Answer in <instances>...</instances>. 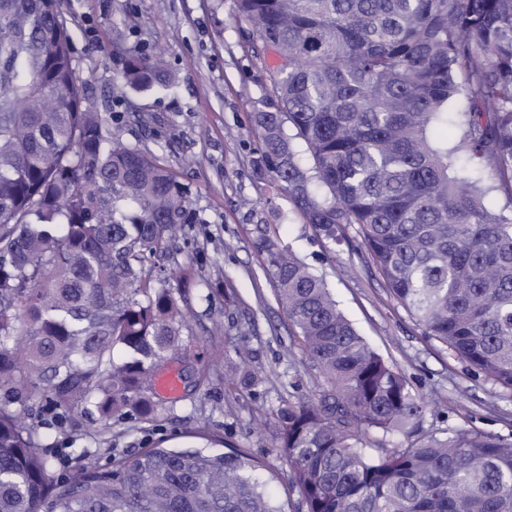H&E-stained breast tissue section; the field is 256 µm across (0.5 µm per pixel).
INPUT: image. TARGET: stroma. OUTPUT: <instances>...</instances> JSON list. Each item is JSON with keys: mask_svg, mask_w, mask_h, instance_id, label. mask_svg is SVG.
<instances>
[{"mask_svg": "<svg viewBox=\"0 0 512 512\" xmlns=\"http://www.w3.org/2000/svg\"><path fill=\"white\" fill-rule=\"evenodd\" d=\"M60 8L74 31L77 79L113 134L139 142L186 190V221L160 263L192 271L196 284L185 292L189 359L175 367L179 393L160 399L162 421L126 416L102 429L90 407L82 417L86 434L74 441L71 415L23 403L27 421L42 425L55 480L73 475L77 447L103 464L147 445L236 448L261 462L259 475L282 512H305L298 488L283 478L271 412L281 401L314 395L320 377L293 343L275 299L261 250L268 237L292 247L325 279L369 346L428 401L424 431L462 427L512 440V396L474 377L446 345L426 336L367 256L318 237L284 190L258 178L251 115L271 94L278 59L245 49L247 25L235 0H60ZM155 53L176 75V92L118 101L114 84L127 58ZM236 347L262 376L248 392L224 381V353ZM201 371L211 372L210 385H194Z\"/></svg>", "mask_w": 512, "mask_h": 512, "instance_id": "35a3bbf8", "label": "stroma"}]
</instances>
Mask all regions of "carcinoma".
Here are the masks:
<instances>
[{
    "mask_svg": "<svg viewBox=\"0 0 512 512\" xmlns=\"http://www.w3.org/2000/svg\"><path fill=\"white\" fill-rule=\"evenodd\" d=\"M236 9L251 51L279 60L252 113L257 173L330 242L354 231L426 335L512 394V218L487 205L493 193L512 201V0ZM176 87L161 57L133 56L119 92ZM450 123L451 144L437 136ZM186 212L174 173L89 103L59 0H0V512H282L261 463L237 449L152 446L104 466L83 449L55 483L41 425L14 407L91 403L105 419L159 421L151 383L188 356L190 274L166 276L155 258ZM263 253L289 332L323 378L273 411L306 512H512V441L455 428L370 451L367 429L416 434L428 403L291 248L268 238ZM224 378L259 382L229 354Z\"/></svg>",
    "mask_w": 512,
    "mask_h": 512,
    "instance_id": "obj_1",
    "label": "carcinoma"
}]
</instances>
